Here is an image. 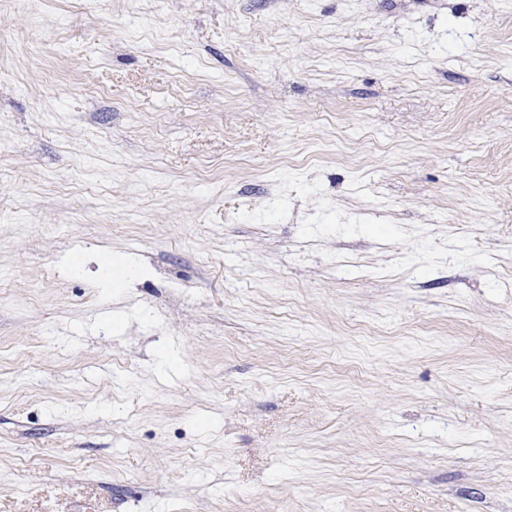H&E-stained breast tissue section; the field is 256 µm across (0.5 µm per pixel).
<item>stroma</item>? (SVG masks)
I'll return each instance as SVG.
<instances>
[{"label": "stroma", "mask_w": 512, "mask_h": 512, "mask_svg": "<svg viewBox=\"0 0 512 512\" xmlns=\"http://www.w3.org/2000/svg\"><path fill=\"white\" fill-rule=\"evenodd\" d=\"M512 512V0H0V512Z\"/></svg>", "instance_id": "35a3bbf8"}]
</instances>
